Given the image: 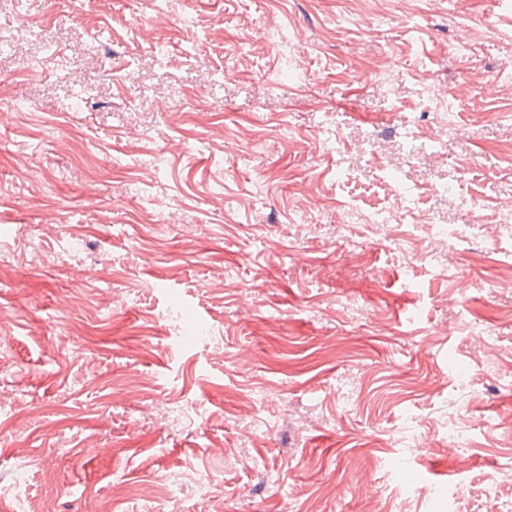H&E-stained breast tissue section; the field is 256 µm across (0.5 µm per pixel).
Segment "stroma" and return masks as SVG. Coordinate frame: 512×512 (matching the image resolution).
<instances>
[{
	"label": "stroma",
	"instance_id": "1",
	"mask_svg": "<svg viewBox=\"0 0 512 512\" xmlns=\"http://www.w3.org/2000/svg\"><path fill=\"white\" fill-rule=\"evenodd\" d=\"M24 9L0 55V512H485L512 415V0ZM434 92L450 131L408 158ZM399 190L386 229L344 225ZM452 419L469 442L444 450Z\"/></svg>",
	"mask_w": 512,
	"mask_h": 512
}]
</instances>
